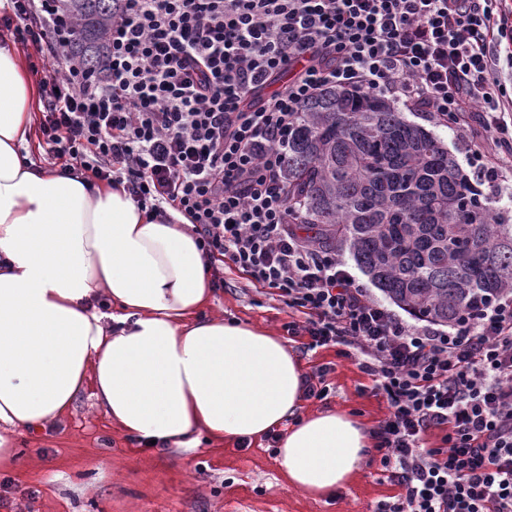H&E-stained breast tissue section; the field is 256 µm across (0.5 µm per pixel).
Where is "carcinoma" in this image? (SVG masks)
I'll list each match as a JSON object with an SVG mask.
<instances>
[{
  "instance_id": "obj_1",
  "label": "carcinoma",
  "mask_w": 512,
  "mask_h": 512,
  "mask_svg": "<svg viewBox=\"0 0 512 512\" xmlns=\"http://www.w3.org/2000/svg\"><path fill=\"white\" fill-rule=\"evenodd\" d=\"M79 25L74 55L100 62L113 0H57ZM285 176L310 239L349 252L373 284L440 325L512 290V224L457 160L383 99L328 88L301 113Z\"/></svg>"
}]
</instances>
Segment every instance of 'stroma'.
I'll return each instance as SVG.
<instances>
[{
  "instance_id": "1",
  "label": "stroma",
  "mask_w": 512,
  "mask_h": 512,
  "mask_svg": "<svg viewBox=\"0 0 512 512\" xmlns=\"http://www.w3.org/2000/svg\"><path fill=\"white\" fill-rule=\"evenodd\" d=\"M206 314L252 324L284 336L287 307L238 273L224 271ZM304 370L330 363L335 388L327 400L306 399L307 413L341 410L375 428L387 403L353 360L336 349L299 357ZM20 458L0 469V512H374L397 487L370 454L336 494L310 498L292 487L264 440L219 443L200 438L192 448L141 447L107 419L89 393L38 433L8 432Z\"/></svg>"
}]
</instances>
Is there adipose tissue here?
<instances>
[{
  "instance_id": "adipose-tissue-1",
  "label": "adipose tissue",
  "mask_w": 512,
  "mask_h": 512,
  "mask_svg": "<svg viewBox=\"0 0 512 512\" xmlns=\"http://www.w3.org/2000/svg\"><path fill=\"white\" fill-rule=\"evenodd\" d=\"M36 100L0 47V424L38 431L90 386L143 444L281 427L293 489L318 499L346 486L370 455L369 430L339 411L301 414L303 368L282 338L202 317L210 269L187 220L150 219L123 186L25 162Z\"/></svg>"
}]
</instances>
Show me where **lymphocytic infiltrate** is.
I'll list each match as a JSON object with an SVG mask.
<instances>
[{"mask_svg":"<svg viewBox=\"0 0 512 512\" xmlns=\"http://www.w3.org/2000/svg\"><path fill=\"white\" fill-rule=\"evenodd\" d=\"M120 2L91 71L53 0H0L14 42L40 55L50 165L124 185L147 213L176 211L206 260L279 298L304 351L357 360L388 404L374 438L399 490L375 512H512V291L445 330L409 322L299 233L304 204L283 174L305 105L338 87L471 133L496 185L512 172L498 149L512 52L496 48L512 0Z\"/></svg>","mask_w":512,"mask_h":512,"instance_id":"obj_1","label":"lymphocytic infiltrate"}]
</instances>
